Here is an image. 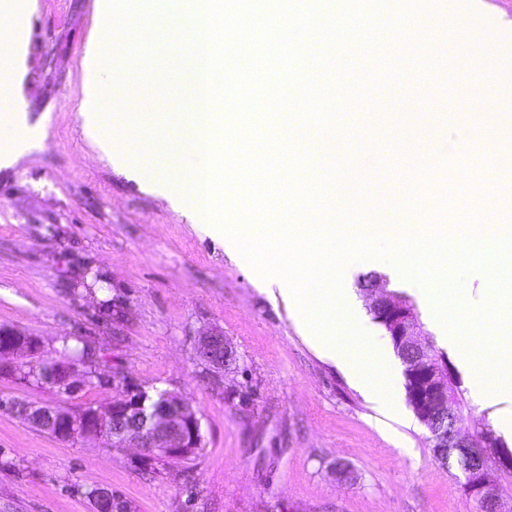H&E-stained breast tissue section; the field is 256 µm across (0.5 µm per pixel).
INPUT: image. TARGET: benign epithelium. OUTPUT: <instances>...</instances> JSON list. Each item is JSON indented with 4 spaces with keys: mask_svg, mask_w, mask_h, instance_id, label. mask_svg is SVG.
<instances>
[{
    "mask_svg": "<svg viewBox=\"0 0 512 512\" xmlns=\"http://www.w3.org/2000/svg\"><path fill=\"white\" fill-rule=\"evenodd\" d=\"M365 295L373 320L382 325L397 355L410 350L414 357L402 359L405 376L412 379L408 401L418 420L429 432V440L448 451L463 456V488L473 499L488 507V512H502L500 473L512 468V451L504 440L489 428L472 433L462 429L463 406L459 398V381L449 363L442 360L424 330L415 304L387 288L386 281L376 278ZM199 356L217 369L237 360L236 352L219 330L200 336L196 341ZM41 342L31 341L9 328L0 327V353L8 358V370L20 364L42 368L38 357ZM55 384L71 390L74 373L69 367L45 369ZM112 387L121 390L120 398L104 408L64 407L34 404L25 407L22 416L31 423L70 440L84 436L101 447L112 441L114 448L135 447L143 455L159 459L183 456L189 448L205 446L198 410L175 392L165 393L164 400L153 410L150 423L141 429L109 431L113 421L144 408L138 397L140 387L132 384L121 370L112 371Z\"/></svg>",
    "mask_w": 512,
    "mask_h": 512,
    "instance_id": "1",
    "label": "benign epithelium"
}]
</instances>
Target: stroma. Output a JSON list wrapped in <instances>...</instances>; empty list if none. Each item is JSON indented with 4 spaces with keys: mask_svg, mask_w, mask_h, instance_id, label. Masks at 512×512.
<instances>
[{
    "mask_svg": "<svg viewBox=\"0 0 512 512\" xmlns=\"http://www.w3.org/2000/svg\"><path fill=\"white\" fill-rule=\"evenodd\" d=\"M195 0H169L158 10L143 0L141 23L152 34L156 67L134 86L100 79L104 101L86 97L87 50L109 23L99 0H32L23 21L25 74L12 87L14 107L39 132L0 168V327L38 337L41 356L57 358L60 339L92 345L102 381L70 395L0 374V512H94L98 489L121 496L134 512H478L457 469L435 461L426 429L396 387L389 406L361 391L342 365L310 340L294 314L264 288L242 255L224 247L201 222L146 185L135 145L116 131L113 112L134 96L144 112H165L174 136L183 130L167 90L173 45ZM469 26L495 31L512 55V0H459ZM429 42L381 40L377 53L397 78L385 86V112L344 103L343 127L323 130L285 111L277 124L287 149L308 148L320 167L356 168L331 205L355 203L372 228L393 238L420 221L410 204L436 213L417 175L455 165L437 187L459 215L482 193L466 177L473 156L461 146L471 129L463 112L447 109V71L415 73L414 49ZM102 112L104 155L88 136L84 115ZM384 128L393 148L354 164V132ZM380 276L412 300L426 330L461 381L463 426L499 430L497 406L479 402L477 380L429 298L384 262L347 266L342 283L361 328L385 356L394 351L359 287ZM222 331L238 355L218 371L196 352L203 332ZM122 369L147 391L169 390L200 412L205 449L194 461L163 466L136 450L59 440L11 408L37 401L64 407L111 401L106 376ZM352 473L340 481L337 465Z\"/></svg>",
    "mask_w": 512,
    "mask_h": 512,
    "instance_id": "obj_1",
    "label": "stroma"
}]
</instances>
